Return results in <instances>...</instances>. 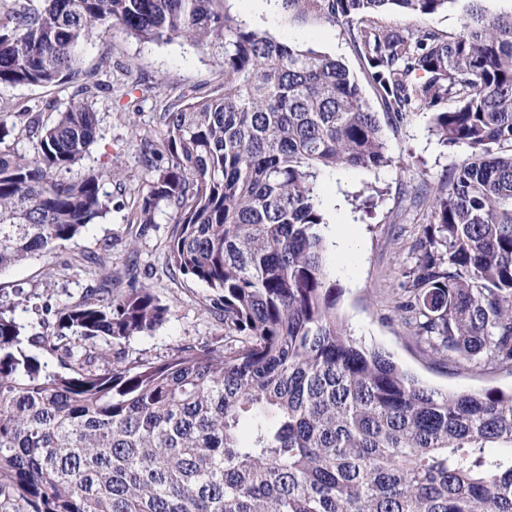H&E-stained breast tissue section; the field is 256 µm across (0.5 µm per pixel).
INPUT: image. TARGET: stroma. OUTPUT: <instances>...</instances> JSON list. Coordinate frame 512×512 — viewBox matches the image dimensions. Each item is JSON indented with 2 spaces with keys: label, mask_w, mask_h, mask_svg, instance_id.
Instances as JSON below:
<instances>
[{
  "label": "stroma",
  "mask_w": 512,
  "mask_h": 512,
  "mask_svg": "<svg viewBox=\"0 0 512 512\" xmlns=\"http://www.w3.org/2000/svg\"><path fill=\"white\" fill-rule=\"evenodd\" d=\"M249 24L274 38L342 60L372 111L385 114L348 27L316 15L291 19L278 11L250 19ZM105 58L110 61L113 84L142 75L158 86L154 92L135 89L125 96L105 90L97 93V140L73 166L71 175L76 178L91 168H111V178L102 184L103 193L111 200L110 211L65 246L0 270V304L14 305V317L26 334L40 332L44 304L78 299L90 283L84 273L68 267V258L79 252H97L103 240H111L114 277L124 282L131 273L148 274L152 293L169 308L162 326L131 337L122 346L126 360L157 361L179 347L220 338L224 324L208 311L213 296L210 288L166 272L174 229L169 217L159 215L156 224L145 231L125 221L144 176L140 143L162 133L156 120L158 90L193 88L205 95L216 90L224 77L212 52L183 41L139 40L117 27L91 33L79 68L88 77H96ZM66 98L55 86L0 88V105L42 104L41 117L46 122L55 116L54 105ZM433 117L432 110L418 107L407 123L387 129L391 165L378 170L339 168L324 175V198L337 202L345 221L343 228L331 225L327 232L332 235L340 230L347 236L343 250L328 246L326 270L339 290L338 304L354 338L390 353L431 388L508 392L512 390V370L452 367L410 338L400 318L401 271L412 263L410 250L430 218L436 189L467 155L465 148L441 143Z\"/></svg>",
  "instance_id": "stroma-1"
}]
</instances>
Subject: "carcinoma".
Segmentation results:
<instances>
[{
    "mask_svg": "<svg viewBox=\"0 0 512 512\" xmlns=\"http://www.w3.org/2000/svg\"><path fill=\"white\" fill-rule=\"evenodd\" d=\"M456 0H276L288 17L347 24L387 125L414 106L469 157L432 202L403 272L411 338L461 365L512 369V11L462 0L458 34L426 21ZM227 0H0V88L65 87L90 33L212 51V94L159 99L141 142L145 190L124 219L175 228L171 275L202 283L221 341L158 362L114 348L169 307L112 268L53 329L23 339L0 310V512H512V391L443 393L364 348L325 270L322 175L391 163L385 128L347 67L232 15ZM396 6L414 29L373 18ZM85 82L51 125L28 119L31 156L0 148V269L61 247L105 214L107 169L63 177L98 133ZM62 353L65 374L38 351Z\"/></svg>",
    "mask_w": 512,
    "mask_h": 512,
    "instance_id": "obj_1",
    "label": "carcinoma"
}]
</instances>
